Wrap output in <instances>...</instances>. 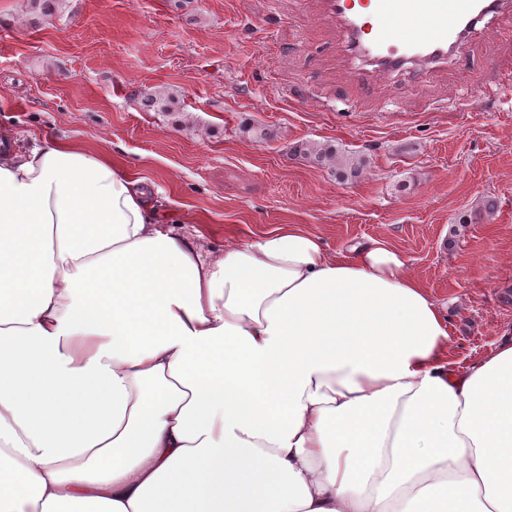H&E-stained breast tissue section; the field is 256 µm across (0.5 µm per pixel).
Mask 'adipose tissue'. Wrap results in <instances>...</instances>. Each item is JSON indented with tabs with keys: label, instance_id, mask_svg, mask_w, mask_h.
<instances>
[{
	"label": "adipose tissue",
	"instance_id": "obj_1",
	"mask_svg": "<svg viewBox=\"0 0 512 512\" xmlns=\"http://www.w3.org/2000/svg\"><path fill=\"white\" fill-rule=\"evenodd\" d=\"M170 222L106 153L0 148V512H512V340L456 367L383 242Z\"/></svg>",
	"mask_w": 512,
	"mask_h": 512
}]
</instances>
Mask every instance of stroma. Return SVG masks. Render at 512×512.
Returning <instances> with one entry per match:
<instances>
[{"instance_id": "35a3bbf8", "label": "stroma", "mask_w": 512, "mask_h": 512, "mask_svg": "<svg viewBox=\"0 0 512 512\" xmlns=\"http://www.w3.org/2000/svg\"><path fill=\"white\" fill-rule=\"evenodd\" d=\"M347 57L320 0H0V132L109 152L215 253L281 224L332 251L384 241L469 364L512 336V17L425 74L376 85ZM157 90L184 113L143 111ZM308 141L367 165L340 181L293 156Z\"/></svg>"}]
</instances>
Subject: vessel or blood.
Returning a JSON list of instances; mask_svg holds the SVG:
<instances>
[{
  "label": "vessel or blood",
  "instance_id": "obj_1",
  "mask_svg": "<svg viewBox=\"0 0 512 512\" xmlns=\"http://www.w3.org/2000/svg\"><path fill=\"white\" fill-rule=\"evenodd\" d=\"M352 59L383 78L459 60L470 39L512 0H324Z\"/></svg>",
  "mask_w": 512,
  "mask_h": 512
}]
</instances>
